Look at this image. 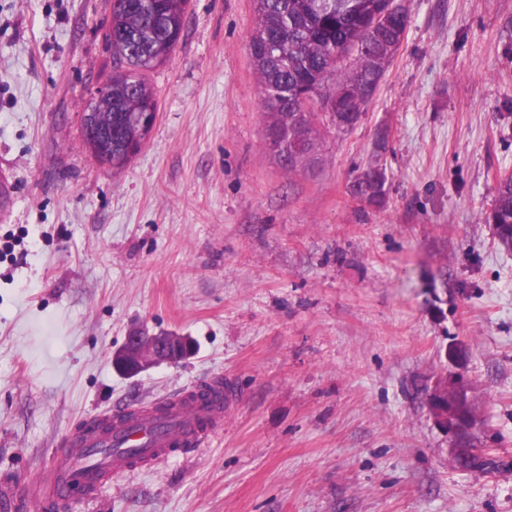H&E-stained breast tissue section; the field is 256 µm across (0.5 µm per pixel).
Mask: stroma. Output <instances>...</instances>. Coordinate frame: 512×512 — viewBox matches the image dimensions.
Here are the masks:
<instances>
[{
	"mask_svg": "<svg viewBox=\"0 0 512 512\" xmlns=\"http://www.w3.org/2000/svg\"><path fill=\"white\" fill-rule=\"evenodd\" d=\"M405 5L359 123H322L291 172L264 145L253 0H192L117 172L82 126L111 0H0V512H512V252L484 221L512 171V0ZM375 161L380 209L347 192ZM134 328L194 351L125 375ZM217 376L205 446L37 501L86 423ZM441 378L473 402L484 471L429 412Z\"/></svg>",
	"mask_w": 512,
	"mask_h": 512,
	"instance_id": "stroma-1",
	"label": "stroma"
}]
</instances>
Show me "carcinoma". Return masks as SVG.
<instances>
[{
    "label": "carcinoma",
    "mask_w": 512,
    "mask_h": 512,
    "mask_svg": "<svg viewBox=\"0 0 512 512\" xmlns=\"http://www.w3.org/2000/svg\"><path fill=\"white\" fill-rule=\"evenodd\" d=\"M257 23L250 52L259 74L265 130L281 135L285 154L278 162L294 171L310 161L318 117L303 103L311 88L321 102H336L345 112L361 113L372 102L386 68L402 41L398 23L373 24L378 0H254ZM191 0H118L112 4V76L94 110L112 116V134L99 138L94 159L112 154L120 170L132 159L127 146L144 144L151 130L138 121L158 110L147 72L170 62ZM386 169L371 164L348 185L350 196L381 208L387 199ZM485 222L493 225L500 247L512 251V183L501 182ZM473 424L455 433L468 449L467 467L483 470L489 460L479 449Z\"/></svg>",
    "instance_id": "cac0c4a2"
}]
</instances>
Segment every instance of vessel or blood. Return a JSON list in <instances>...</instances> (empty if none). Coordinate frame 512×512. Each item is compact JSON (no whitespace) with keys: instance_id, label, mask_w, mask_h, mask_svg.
Segmentation results:
<instances>
[{"instance_id":"b4317fda","label":"vessel or blood","mask_w":512,"mask_h":512,"mask_svg":"<svg viewBox=\"0 0 512 512\" xmlns=\"http://www.w3.org/2000/svg\"><path fill=\"white\" fill-rule=\"evenodd\" d=\"M189 388L178 390L167 396L171 404L170 421L172 432L168 435H151L152 426L149 414L137 415L133 421H125L123 414H115L112 421L117 428L129 431L127 448H115L88 463L82 460V449L93 446L95 437L85 433L71 435V454L60 467L55 478L46 485V494L57 493L59 489L78 494L86 493L99 482L101 473L117 474L130 470L132 465L148 466L166 457L173 447L193 445L203 446L219 423L224 420V412L204 405L192 398Z\"/></svg>"}]
</instances>
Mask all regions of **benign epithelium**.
I'll use <instances>...</instances> for the list:
<instances>
[{"mask_svg": "<svg viewBox=\"0 0 512 512\" xmlns=\"http://www.w3.org/2000/svg\"><path fill=\"white\" fill-rule=\"evenodd\" d=\"M408 13L399 0H384V7L375 17V23L381 24L392 15L404 16ZM83 129L89 144L97 143V137L103 124L93 106H88L82 115ZM190 355L188 341L184 337L164 333L149 334L140 329L130 330L123 347L115 354L117 365L133 372H144L161 365H177Z\"/></svg>", "mask_w": 512, "mask_h": 512, "instance_id": "7a95c632", "label": "benign epithelium"}]
</instances>
